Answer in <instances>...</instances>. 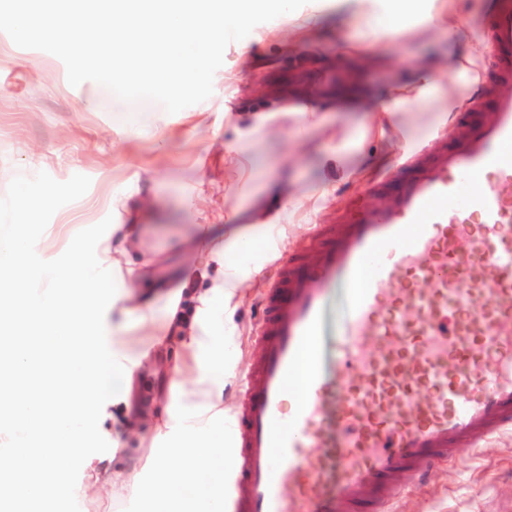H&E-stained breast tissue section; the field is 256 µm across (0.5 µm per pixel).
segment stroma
Instances as JSON below:
<instances>
[{
  "label": "stroma",
  "instance_id": "stroma-1",
  "mask_svg": "<svg viewBox=\"0 0 512 512\" xmlns=\"http://www.w3.org/2000/svg\"><path fill=\"white\" fill-rule=\"evenodd\" d=\"M453 2L467 18L456 42H448L434 26L410 24L407 33L374 44L359 82L381 98L393 85L409 83L416 67L435 64L442 66L450 94L473 99L479 87L471 74L461 72L458 61L470 52H487L484 19L494 0ZM359 8L358 0H308L298 13L317 16V44L298 52L291 50L288 32L267 38L268 30L279 28L280 19L257 25L246 38L226 47L212 95L171 115L154 102L124 103L91 81L71 86L59 58L18 47L0 32V225L15 222L18 193H49L34 214L40 225L31 248L36 261L64 259L73 231L84 243L94 244L110 235L113 225L125 223L128 210L138 206L147 228L129 245L125 259L158 257L153 294L159 298L182 287L188 270L199 263V250L207 244L199 226L209 212L231 210L235 223H250L256 207L266 201L259 193L265 183L287 189L298 199V206L282 219L285 231L275 249L250 255L260 270L229 313L234 347L224 387L228 411L236 401L237 378L253 360L249 332L275 265L287 262L293 243L311 224L336 223L370 184L389 182L403 159L405 140L424 143L434 134L430 114L397 113L392 135L366 134L361 149L350 156L349 167L366 170L367 178L347 180L326 157L337 142L370 125L372 113L328 112L322 123L307 128L301 114L291 112L244 145L252 173L248 190L226 181L229 152L240 145L239 127L282 104L281 97L268 93V86L344 84L360 39ZM256 55L267 59V67L253 68ZM229 69L237 74L232 84L224 81ZM91 93L96 106L78 111V101ZM128 127L136 128L135 138H126ZM327 184L336 186L337 198L325 210L313 212V199ZM200 186L205 189L201 195L196 192ZM165 357V351L152 350L149 362L135 374L131 405L140 417L113 460L118 469L138 468L147 486L155 476L138 462L153 445L154 421L168 393V377L159 370ZM395 508L512 512V434L501 435L477 455L459 450L451 462L436 467L426 483L404 490Z\"/></svg>",
  "mask_w": 512,
  "mask_h": 512
}]
</instances>
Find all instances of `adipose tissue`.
<instances>
[{
	"label": "adipose tissue",
	"instance_id": "adipose-tissue-1",
	"mask_svg": "<svg viewBox=\"0 0 512 512\" xmlns=\"http://www.w3.org/2000/svg\"><path fill=\"white\" fill-rule=\"evenodd\" d=\"M358 52L367 56L373 40L399 35L416 0H362ZM367 98L359 87L304 94L309 112L360 109ZM461 99L448 94L437 68H417L410 85L376 100L374 111L429 112L439 128ZM278 213L263 212L254 224L232 226L213 242L208 258L189 279L207 280L192 291V316L173 304L145 300L143 269L115 267L141 227L116 224L112 238L90 249L81 239L70 244L68 262L33 266L29 261L31 222L0 228V506L34 508L71 496L101 501L122 486L153 501L158 512H182L188 497L215 500L223 473L214 464L222 455L230 418L224 412V348L232 344L224 313L252 277L242 263L279 229ZM139 315L156 332L148 342L123 337L126 319ZM176 338L168 360L170 376L166 419L156 437L169 440L166 455L148 453L157 484L146 487L134 470L110 466L111 448L121 442L132 420L130 386L134 372L165 333ZM122 419L112 430L104 423L111 408Z\"/></svg>",
	"mask_w": 512,
	"mask_h": 512
}]
</instances>
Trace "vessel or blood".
Returning a JSON list of instances; mask_svg holds the SVG:
<instances>
[{
    "instance_id": "1",
    "label": "vessel or blood",
    "mask_w": 512,
    "mask_h": 512,
    "mask_svg": "<svg viewBox=\"0 0 512 512\" xmlns=\"http://www.w3.org/2000/svg\"><path fill=\"white\" fill-rule=\"evenodd\" d=\"M485 30L495 65L469 131L409 157L384 203L314 225L263 294L224 512H390L512 430V0Z\"/></svg>"
}]
</instances>
